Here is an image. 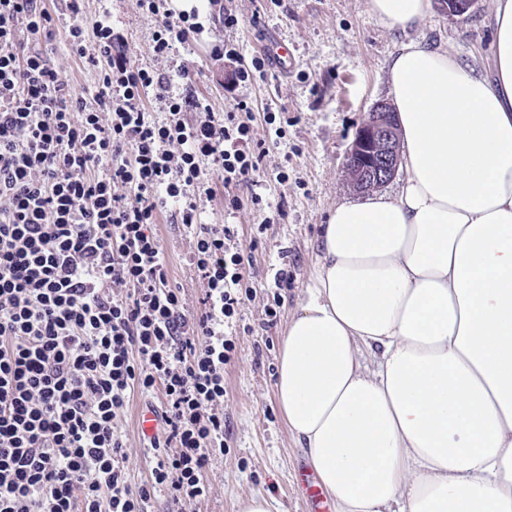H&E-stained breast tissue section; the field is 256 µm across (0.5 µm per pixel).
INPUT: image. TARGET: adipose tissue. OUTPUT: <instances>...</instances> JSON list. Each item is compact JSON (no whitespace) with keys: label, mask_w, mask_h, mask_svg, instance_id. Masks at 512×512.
Listing matches in <instances>:
<instances>
[{"label":"adipose tissue","mask_w":512,"mask_h":512,"mask_svg":"<svg viewBox=\"0 0 512 512\" xmlns=\"http://www.w3.org/2000/svg\"><path fill=\"white\" fill-rule=\"evenodd\" d=\"M369 5L403 177L320 226L276 403L333 512H512V0L489 76L415 37L431 0Z\"/></svg>","instance_id":"adipose-tissue-1"}]
</instances>
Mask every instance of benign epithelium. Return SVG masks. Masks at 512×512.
Returning a JSON list of instances; mask_svg holds the SVG:
<instances>
[{
  "mask_svg": "<svg viewBox=\"0 0 512 512\" xmlns=\"http://www.w3.org/2000/svg\"><path fill=\"white\" fill-rule=\"evenodd\" d=\"M398 135L392 110L376 103L363 122L345 159L346 174L360 191L379 187L397 173Z\"/></svg>",
  "mask_w": 512,
  "mask_h": 512,
  "instance_id": "benign-epithelium-1",
  "label": "benign epithelium"
}]
</instances>
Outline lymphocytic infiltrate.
<instances>
[{
  "instance_id": "1",
  "label": "lymphocytic infiltrate",
  "mask_w": 512,
  "mask_h": 512,
  "mask_svg": "<svg viewBox=\"0 0 512 512\" xmlns=\"http://www.w3.org/2000/svg\"><path fill=\"white\" fill-rule=\"evenodd\" d=\"M137 5L158 22L155 56L203 30L170 0ZM69 8L71 48L101 70L88 97L33 45L53 36L42 0H0V512H147L158 491L186 512L227 446L225 328L255 292L235 225L204 223L197 200L219 178L256 182L268 149L247 101L221 113L173 92L192 72L139 66L109 17L86 47L80 0ZM165 213L193 234L196 314L155 230ZM137 393L161 406L134 486L118 423Z\"/></svg>"
}]
</instances>
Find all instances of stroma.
I'll list each match as a JSON object with an SVG mask.
<instances>
[{
    "instance_id": "obj_1",
    "label": "stroma",
    "mask_w": 512,
    "mask_h": 512,
    "mask_svg": "<svg viewBox=\"0 0 512 512\" xmlns=\"http://www.w3.org/2000/svg\"><path fill=\"white\" fill-rule=\"evenodd\" d=\"M55 35L38 48L77 92L95 89L98 72L83 64L68 44L65 26L69 0H45ZM175 9L197 10L204 31L197 39L175 44L163 59L152 50L154 19L135 0H83L80 21L92 33L103 12H110L123 34L131 59L164 71H194V92L206 96L214 111L231 110L237 99L253 104L254 130L265 136V107L288 115L285 139L272 146L259 184L225 187L216 182L212 198L201 200L205 222L239 227L243 244H254L250 273L259 283L256 297L236 320L237 354L224 370V433L227 447L207 473L209 494L189 512H240L242 501L259 494L273 498L283 512H316L302 481L316 476L304 451L295 444L273 395L280 342L313 268L320 224L343 199L356 198L344 171L345 157L371 107L389 99L386 60L400 36L374 16L368 0H175ZM492 0H475L463 15L450 14L444 0H433L432 13L418 30L427 41L457 54L477 71L492 66L490 12ZM240 24L224 25V11ZM288 45L293 63L269 68L259 80H237L238 63L214 55L216 46L238 47L244 60L263 55L269 40ZM287 166V183L274 173ZM259 193L276 215L259 243H252L255 224L264 215L251 206L228 215L224 197L250 198ZM164 255L174 283L183 290L185 307H200L202 283L188 264L190 238L183 227L162 218L158 225ZM287 270V287L275 274ZM278 303L277 318L268 321V304ZM157 396H135L119 424L126 434L127 478L138 485L150 476L151 459L138 426L142 408L158 405Z\"/></svg>"
}]
</instances>
